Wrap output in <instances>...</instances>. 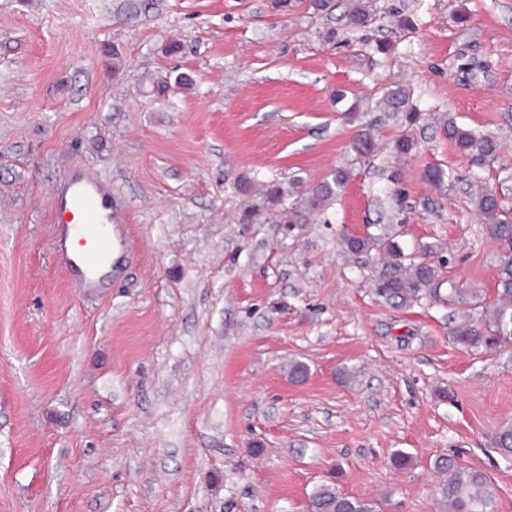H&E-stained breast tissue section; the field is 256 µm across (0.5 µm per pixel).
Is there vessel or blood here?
<instances>
[{"label":"vessel or blood","mask_w":512,"mask_h":512,"mask_svg":"<svg viewBox=\"0 0 512 512\" xmlns=\"http://www.w3.org/2000/svg\"><path fill=\"white\" fill-rule=\"evenodd\" d=\"M53 222L61 232H74L80 249L67 254L64 263L75 273L97 271L114 250L106 225L115 223L108 187L89 169L57 181L51 196Z\"/></svg>","instance_id":"b4317fda"}]
</instances>
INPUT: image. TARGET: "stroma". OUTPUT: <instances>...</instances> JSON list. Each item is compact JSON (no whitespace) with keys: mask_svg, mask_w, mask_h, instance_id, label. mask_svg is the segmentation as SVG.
Here are the masks:
<instances>
[{"mask_svg":"<svg viewBox=\"0 0 512 512\" xmlns=\"http://www.w3.org/2000/svg\"><path fill=\"white\" fill-rule=\"evenodd\" d=\"M367 2L354 29L351 0H0V512H309L323 484L438 512L443 457L512 512L492 443L512 346L448 336L451 289L493 294L503 257L474 190L512 209V0ZM398 87L413 122L383 109ZM448 118L500 157L461 152ZM81 167L122 220L86 293L51 218ZM336 169L309 223H241L239 179ZM386 234L436 264L440 300L381 294Z\"/></svg>","mask_w":512,"mask_h":512,"instance_id":"stroma-1","label":"stroma"}]
</instances>
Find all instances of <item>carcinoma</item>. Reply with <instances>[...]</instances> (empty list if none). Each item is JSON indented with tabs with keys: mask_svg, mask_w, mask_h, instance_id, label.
<instances>
[{
	"mask_svg": "<svg viewBox=\"0 0 512 512\" xmlns=\"http://www.w3.org/2000/svg\"><path fill=\"white\" fill-rule=\"evenodd\" d=\"M368 17V6L358 0L351 6L347 22L351 27H362ZM443 131L459 150L467 154L494 159L500 153L501 144L495 138L474 133L451 119L443 123ZM348 177L347 170L337 169L330 179L302 191L291 202L281 183H263L258 193L259 201L243 212L241 222L304 224L312 214L329 205ZM475 206L488 221L489 230L505 256L498 267L495 298L491 304H485V297L477 290H455L458 304L473 310L482 309L485 318L478 321L464 314L454 317L450 319L449 336L453 343L465 349L512 345V214L492 191L475 197ZM386 252L390 261L381 293L404 303L418 299L423 290L437 294L442 282L433 265L424 262L404 264L402 250L393 240L387 243ZM436 471L440 475V512H496L494 494L483 472L459 467L447 460L439 461ZM310 507L312 512H376L375 503L344 495L331 485H321L312 492Z\"/></svg>",
	"mask_w": 512,
	"mask_h": 512,
	"instance_id": "1",
	"label": "carcinoma"
}]
</instances>
